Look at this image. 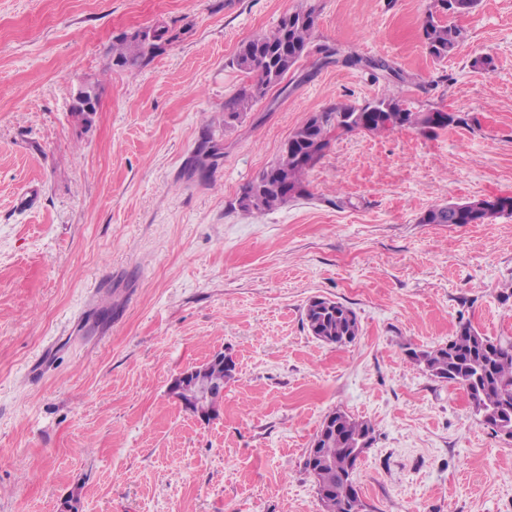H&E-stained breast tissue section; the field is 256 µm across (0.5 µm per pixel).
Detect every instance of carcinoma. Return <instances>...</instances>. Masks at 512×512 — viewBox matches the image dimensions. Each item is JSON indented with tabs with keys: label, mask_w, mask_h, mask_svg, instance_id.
<instances>
[{
	"label": "carcinoma",
	"mask_w": 512,
	"mask_h": 512,
	"mask_svg": "<svg viewBox=\"0 0 512 512\" xmlns=\"http://www.w3.org/2000/svg\"><path fill=\"white\" fill-rule=\"evenodd\" d=\"M479 0H434L422 22L428 53L442 61L456 53L468 39L467 31L451 21L476 9ZM316 25L315 9L285 14L275 29L240 45L232 66L251 76L224 102V126L240 122L255 104L279 85L311 47ZM176 35L164 26L154 40L145 42L125 34L112 44V65L119 68L147 65ZM467 124L459 112H414L399 99L384 95L363 105L336 104L311 113L285 140L278 159L241 190L239 208L247 214L274 210L306 193L305 175L325 155L333 131L381 133L412 128L423 135ZM512 215V197L496 201L468 200L454 209L435 205L424 211L421 224H485ZM305 324L314 337L324 336L337 346L355 340L359 333L356 314L345 304L323 299L305 309ZM411 358L430 376L464 389L474 413H484L496 424L512 428V343L503 344L471 325H460L443 346L413 351ZM235 372L220 360L211 365L207 379L218 396ZM332 427L321 425L304 458V469L314 478L322 512H358L364 507L353 474L365 449L359 447L371 424L345 412L328 413Z\"/></svg>",
	"instance_id": "cac0c4a2"
}]
</instances>
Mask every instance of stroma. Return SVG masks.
<instances>
[{"instance_id": "1", "label": "stroma", "mask_w": 512, "mask_h": 512, "mask_svg": "<svg viewBox=\"0 0 512 512\" xmlns=\"http://www.w3.org/2000/svg\"><path fill=\"white\" fill-rule=\"evenodd\" d=\"M432 3L0 0V512L72 494L80 512H321L303 460L334 410L375 428L354 476L367 512H512V438L408 356L464 323L512 342V216L418 221L512 197V0L458 16L468 39L441 62L422 37ZM302 7L313 50L225 128L239 45ZM158 22L178 39L113 67V41ZM384 94L469 123L337 133L304 196L239 210L310 113ZM207 130L217 155L189 175ZM314 297L355 312L352 343L309 334ZM220 351L236 377L204 424L167 389ZM502 215H512V197L488 201L484 199L461 202L457 208L435 205L424 211L422 224H485Z\"/></svg>"}]
</instances>
